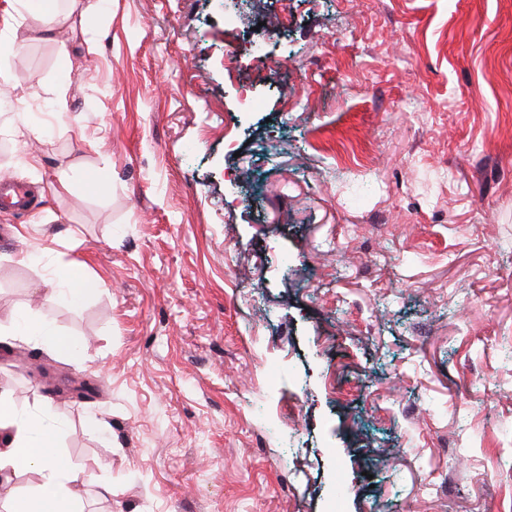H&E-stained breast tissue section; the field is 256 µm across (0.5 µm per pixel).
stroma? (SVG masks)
Wrapping results in <instances>:
<instances>
[{
	"label": "stroma",
	"mask_w": 512,
	"mask_h": 512,
	"mask_svg": "<svg viewBox=\"0 0 512 512\" xmlns=\"http://www.w3.org/2000/svg\"><path fill=\"white\" fill-rule=\"evenodd\" d=\"M10 66L0 320L83 349L1 337L0 393L79 512L512 507V0H77ZM35 194L24 184L0 179V207L29 211L34 207ZM51 282V296L65 293L74 300H81L94 288L93 282L83 275L76 276L73 266L68 264H62L55 269ZM37 326L39 325L34 317L12 319L0 323V334L2 335V329L15 337L30 336L33 332H38V336L42 338L44 345L51 348L54 353L71 355L73 344L69 337L55 334L53 330L45 325H41L39 328Z\"/></svg>",
	"instance_id": "35a3bbf8"
}]
</instances>
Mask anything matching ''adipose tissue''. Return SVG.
<instances>
[{
    "label": "adipose tissue",
    "mask_w": 512,
    "mask_h": 512,
    "mask_svg": "<svg viewBox=\"0 0 512 512\" xmlns=\"http://www.w3.org/2000/svg\"><path fill=\"white\" fill-rule=\"evenodd\" d=\"M51 418L47 409L21 416L12 398L0 394V473L34 472L40 477L29 493L9 488L0 495L8 512H76V489L87 483L89 474L62 463Z\"/></svg>",
    "instance_id": "1"
}]
</instances>
